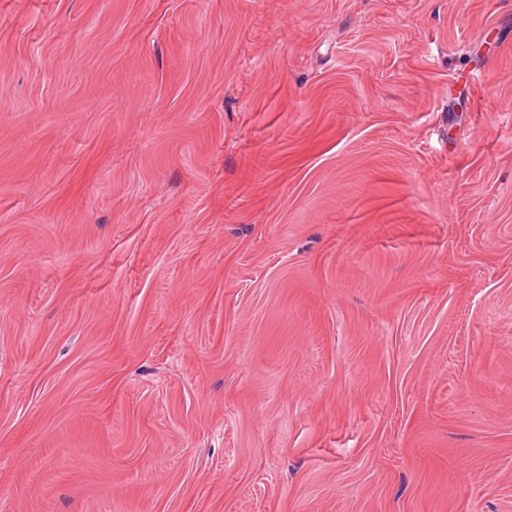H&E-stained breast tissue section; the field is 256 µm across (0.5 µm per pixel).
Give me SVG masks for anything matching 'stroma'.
I'll return each instance as SVG.
<instances>
[{"instance_id":"stroma-1","label":"stroma","mask_w":512,"mask_h":512,"mask_svg":"<svg viewBox=\"0 0 512 512\" xmlns=\"http://www.w3.org/2000/svg\"><path fill=\"white\" fill-rule=\"evenodd\" d=\"M0 512H512V0H0Z\"/></svg>"}]
</instances>
